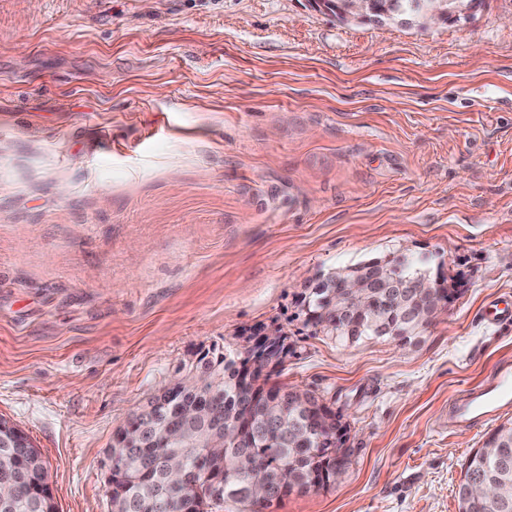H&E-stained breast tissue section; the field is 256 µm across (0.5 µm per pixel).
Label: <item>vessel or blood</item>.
Wrapping results in <instances>:
<instances>
[{
  "label": "vessel or blood",
  "instance_id": "vessel-or-blood-1",
  "mask_svg": "<svg viewBox=\"0 0 512 512\" xmlns=\"http://www.w3.org/2000/svg\"><path fill=\"white\" fill-rule=\"evenodd\" d=\"M512 410V366L501 365L487 380L463 390L448 406V425L474 428Z\"/></svg>",
  "mask_w": 512,
  "mask_h": 512
}]
</instances>
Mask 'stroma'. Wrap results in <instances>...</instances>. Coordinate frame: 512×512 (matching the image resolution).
<instances>
[{
  "label": "stroma",
  "mask_w": 512,
  "mask_h": 512,
  "mask_svg": "<svg viewBox=\"0 0 512 512\" xmlns=\"http://www.w3.org/2000/svg\"><path fill=\"white\" fill-rule=\"evenodd\" d=\"M407 250L444 313L343 346L314 277ZM512 0L428 30L306 0H0V417L58 512H109L128 415L198 354L281 330L271 372L340 412L352 464L268 512H459L494 422L448 404L512 363Z\"/></svg>",
  "instance_id": "1"
}]
</instances>
